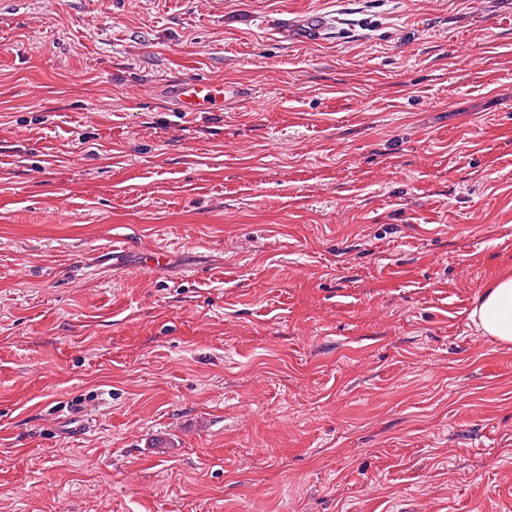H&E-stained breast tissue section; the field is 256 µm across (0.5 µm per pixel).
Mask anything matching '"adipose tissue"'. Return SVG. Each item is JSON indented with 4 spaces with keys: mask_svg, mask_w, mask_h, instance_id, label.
I'll return each instance as SVG.
<instances>
[{
    "mask_svg": "<svg viewBox=\"0 0 512 512\" xmlns=\"http://www.w3.org/2000/svg\"><path fill=\"white\" fill-rule=\"evenodd\" d=\"M469 320L482 335L512 344V275L501 276L486 287L476 298Z\"/></svg>",
    "mask_w": 512,
    "mask_h": 512,
    "instance_id": "ef3b65f1",
    "label": "adipose tissue"
}]
</instances>
